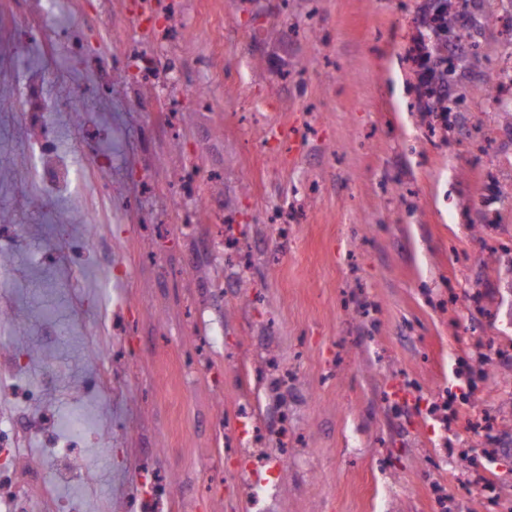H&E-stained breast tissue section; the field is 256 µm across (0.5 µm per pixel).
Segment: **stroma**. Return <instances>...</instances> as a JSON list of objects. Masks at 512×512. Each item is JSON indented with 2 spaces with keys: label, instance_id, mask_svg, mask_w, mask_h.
I'll list each match as a JSON object with an SVG mask.
<instances>
[{
  "label": "stroma",
  "instance_id": "1",
  "mask_svg": "<svg viewBox=\"0 0 512 512\" xmlns=\"http://www.w3.org/2000/svg\"><path fill=\"white\" fill-rule=\"evenodd\" d=\"M167 2L0 0V352L61 415L110 366L100 506L152 474L159 512H507L512 0H470L433 131L426 0ZM413 62L420 74L426 77H433L435 74V61L433 51L436 52L438 43L429 45L424 37H419L413 42Z\"/></svg>",
  "mask_w": 512,
  "mask_h": 512
}]
</instances>
